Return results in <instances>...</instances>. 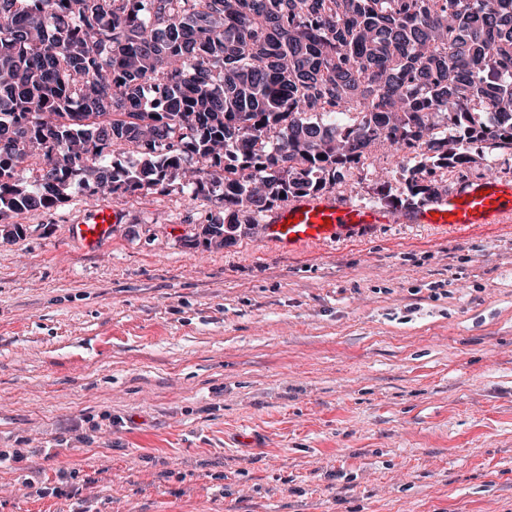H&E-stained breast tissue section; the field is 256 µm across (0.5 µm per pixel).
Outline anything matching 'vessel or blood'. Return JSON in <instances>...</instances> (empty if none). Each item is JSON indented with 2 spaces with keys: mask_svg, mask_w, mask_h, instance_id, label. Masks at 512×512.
<instances>
[{
  "mask_svg": "<svg viewBox=\"0 0 512 512\" xmlns=\"http://www.w3.org/2000/svg\"><path fill=\"white\" fill-rule=\"evenodd\" d=\"M512 217V182L482 180L457 188L447 196L430 200L406 217L407 223L422 224L442 232H456L483 224H500ZM123 216L102 205L89 217L69 225L70 237L93 249L108 240L112 227ZM386 208L339 201L330 196L298 198L268 213L264 238L284 251L351 239L380 224L395 223Z\"/></svg>",
  "mask_w": 512,
  "mask_h": 512,
  "instance_id": "vessel-or-blood-1",
  "label": "vessel or blood"
}]
</instances>
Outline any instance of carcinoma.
<instances>
[{
    "label": "carcinoma",
    "mask_w": 512,
    "mask_h": 512,
    "mask_svg": "<svg viewBox=\"0 0 512 512\" xmlns=\"http://www.w3.org/2000/svg\"><path fill=\"white\" fill-rule=\"evenodd\" d=\"M398 138L409 202L512 151V0H0V221L189 187L221 248Z\"/></svg>",
    "instance_id": "cac0c4a2"
}]
</instances>
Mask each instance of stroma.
<instances>
[{
  "mask_svg": "<svg viewBox=\"0 0 512 512\" xmlns=\"http://www.w3.org/2000/svg\"><path fill=\"white\" fill-rule=\"evenodd\" d=\"M400 160L332 196L400 197ZM103 202L94 252L78 192L0 230V512H512V218L283 252L206 246L187 191ZM123 215L107 205H101L91 212L80 224L68 227L69 236L81 246L94 249L112 236L113 224H121Z\"/></svg>",
  "mask_w": 512,
  "mask_h": 512,
  "instance_id": "1",
  "label": "stroma"
}]
</instances>
